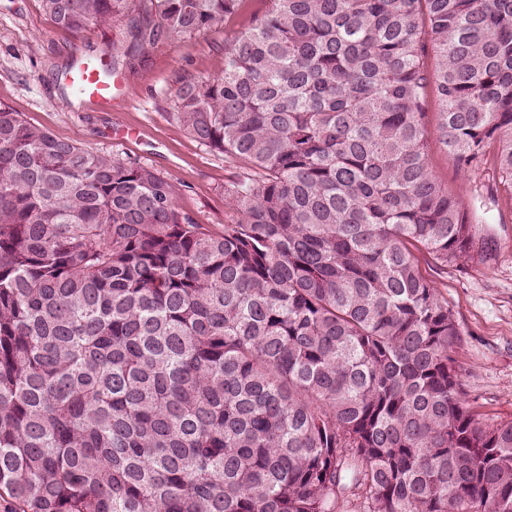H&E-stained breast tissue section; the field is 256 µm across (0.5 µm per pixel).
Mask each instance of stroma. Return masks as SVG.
<instances>
[{
  "label": "stroma",
  "mask_w": 512,
  "mask_h": 512,
  "mask_svg": "<svg viewBox=\"0 0 512 512\" xmlns=\"http://www.w3.org/2000/svg\"><path fill=\"white\" fill-rule=\"evenodd\" d=\"M237 24L132 45L126 21L91 24L80 32L55 26L40 0H0V102L62 140L102 154L153 166L175 186L180 208L197 223L222 231L233 211L224 188L237 164L211 152L171 125L184 76H216L224 69V45ZM126 49L118 78L123 104L100 109L81 104L63 75L74 55ZM439 175L463 201L481 195L485 213L474 226L478 244L470 259L449 265L435 280L462 332L453 355L462 368L465 399L479 419L493 425L512 420V208L497 209L504 194L492 176L474 183L431 150Z\"/></svg>",
  "instance_id": "obj_1"
}]
</instances>
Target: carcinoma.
<instances>
[{"label": "carcinoma", "instance_id": "obj_1", "mask_svg": "<svg viewBox=\"0 0 512 512\" xmlns=\"http://www.w3.org/2000/svg\"><path fill=\"white\" fill-rule=\"evenodd\" d=\"M247 0H41L153 43ZM168 121L240 164L213 232L151 166L0 103V500L8 512H512L426 264L512 195V0H268ZM436 111H430L431 106Z\"/></svg>", "mask_w": 512, "mask_h": 512}]
</instances>
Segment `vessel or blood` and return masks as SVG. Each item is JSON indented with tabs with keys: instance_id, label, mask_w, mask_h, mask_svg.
<instances>
[{
	"instance_id": "1",
	"label": "vessel or blood",
	"mask_w": 512,
	"mask_h": 512,
	"mask_svg": "<svg viewBox=\"0 0 512 512\" xmlns=\"http://www.w3.org/2000/svg\"><path fill=\"white\" fill-rule=\"evenodd\" d=\"M109 52L79 55L66 75L67 82L76 90L80 101L93 106L111 108L118 97L120 85L108 74Z\"/></svg>"
}]
</instances>
